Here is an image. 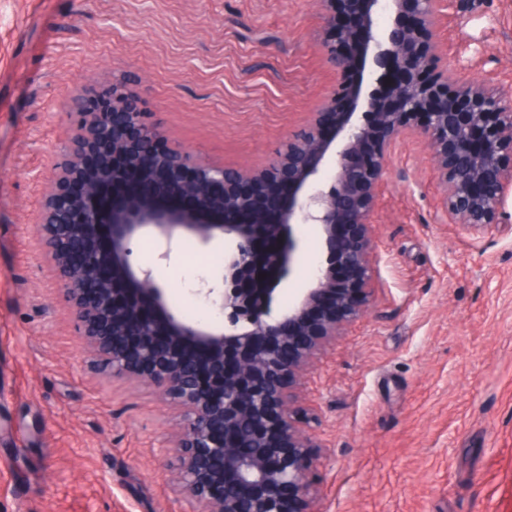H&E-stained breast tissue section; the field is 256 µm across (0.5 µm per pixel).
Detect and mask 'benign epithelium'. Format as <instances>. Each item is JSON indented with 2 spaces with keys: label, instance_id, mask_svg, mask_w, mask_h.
<instances>
[{
  "label": "benign epithelium",
  "instance_id": "7a95c632",
  "mask_svg": "<svg viewBox=\"0 0 512 512\" xmlns=\"http://www.w3.org/2000/svg\"><path fill=\"white\" fill-rule=\"evenodd\" d=\"M327 63L342 80L269 168L192 162L161 149L135 101L83 113L44 194L39 243L90 365L149 386L178 410L160 458L190 512H321L316 457L294 386L376 290L373 221L396 142L416 135L438 171L448 223L482 233L512 193V83L463 81L440 67L451 0H319ZM391 10L383 31L374 15ZM373 64L376 87H363ZM297 224L326 250L288 307ZM149 235L168 262L182 237L224 241V271L196 289L214 321L180 316L151 267L131 261Z\"/></svg>",
  "mask_w": 512,
  "mask_h": 512
}]
</instances>
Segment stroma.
Wrapping results in <instances>:
<instances>
[{"instance_id":"obj_1","label":"stroma","mask_w":512,"mask_h":512,"mask_svg":"<svg viewBox=\"0 0 512 512\" xmlns=\"http://www.w3.org/2000/svg\"><path fill=\"white\" fill-rule=\"evenodd\" d=\"M319 0H0V512H188L157 459L177 413L88 366L35 235L79 93L123 84L168 147L268 167L335 87ZM441 64L512 83V0H455ZM424 145L398 142L374 215L368 311L297 384L323 512H512V196L449 223ZM287 307L326 254L298 224ZM157 269L179 312L220 271L192 237Z\"/></svg>"}]
</instances>
